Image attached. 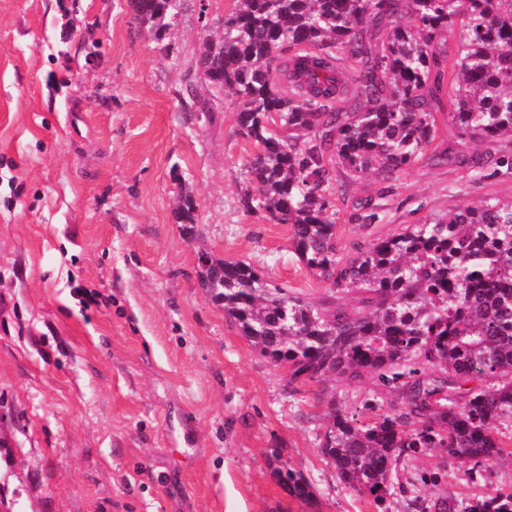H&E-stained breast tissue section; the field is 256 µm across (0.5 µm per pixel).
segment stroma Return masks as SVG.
<instances>
[{
  "mask_svg": "<svg viewBox=\"0 0 512 512\" xmlns=\"http://www.w3.org/2000/svg\"><path fill=\"white\" fill-rule=\"evenodd\" d=\"M235 5L180 0L157 37L128 0H0V512H462L512 486V458L461 466L431 448L405 459L383 505L344 488L319 453L321 384L290 391L202 288L204 250L296 294L330 292L288 225L240 202L257 145L239 97L211 92L196 66ZM458 87L443 84L434 140L408 169L347 182L381 220L371 232L342 208L340 254L512 200L503 142L448 118ZM450 145L487 165L436 161ZM92 294L108 306L84 309ZM271 448L310 478L317 508L271 476Z\"/></svg>",
  "mask_w": 512,
  "mask_h": 512,
  "instance_id": "35a3bbf8",
  "label": "stroma"
}]
</instances>
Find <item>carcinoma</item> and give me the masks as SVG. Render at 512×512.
<instances>
[{
  "instance_id": "1",
  "label": "carcinoma",
  "mask_w": 512,
  "mask_h": 512,
  "mask_svg": "<svg viewBox=\"0 0 512 512\" xmlns=\"http://www.w3.org/2000/svg\"><path fill=\"white\" fill-rule=\"evenodd\" d=\"M130 4L158 38L177 16L172 0ZM458 18L462 80L449 118L469 136L512 137V0H240L202 51L206 81L240 97L239 130L259 146L246 162L258 196L244 193L243 206L289 225L294 254L332 294L311 300L211 256L201 282L262 356L288 367V384L370 374L397 397L387 411L365 403L367 421L334 391L322 397L320 454L340 483L377 503L411 452L445 448L460 465L512 456L499 439L512 419V200L376 236L346 259L336 249L340 174L391 180L434 140L436 37ZM285 46L293 54L275 71ZM342 50L357 59L349 90L335 66ZM353 208L362 226L379 221L371 200ZM470 381L478 385L463 387ZM273 473L317 506L302 473L283 463ZM465 512H512V491Z\"/></svg>"
}]
</instances>
